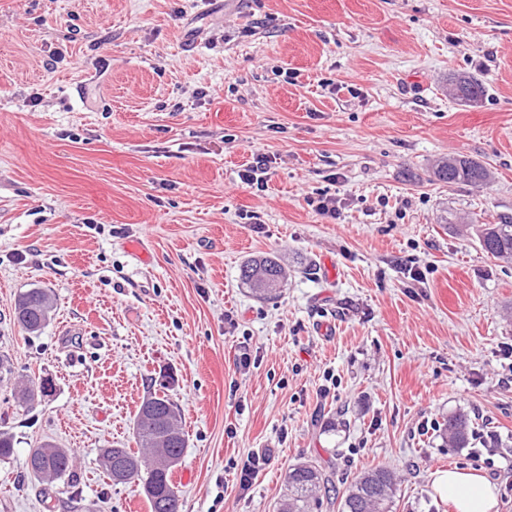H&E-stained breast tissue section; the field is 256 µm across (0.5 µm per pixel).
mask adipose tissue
Returning a JSON list of instances; mask_svg holds the SVG:
<instances>
[{"instance_id": "1", "label": "adipose tissue", "mask_w": 512, "mask_h": 512, "mask_svg": "<svg viewBox=\"0 0 512 512\" xmlns=\"http://www.w3.org/2000/svg\"><path fill=\"white\" fill-rule=\"evenodd\" d=\"M432 488L454 512H497L495 487L480 471L456 467L434 471Z\"/></svg>"}]
</instances>
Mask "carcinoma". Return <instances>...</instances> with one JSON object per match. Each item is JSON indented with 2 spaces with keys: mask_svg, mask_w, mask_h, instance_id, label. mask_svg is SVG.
Here are the masks:
<instances>
[{
  "mask_svg": "<svg viewBox=\"0 0 512 512\" xmlns=\"http://www.w3.org/2000/svg\"><path fill=\"white\" fill-rule=\"evenodd\" d=\"M456 95L466 103L483 100L485 87L478 79L460 75L456 78ZM436 181L455 184H483L491 179L484 165L465 156L438 162L432 170ZM476 232L484 252L491 257L512 263V217L501 218L498 224H479ZM240 280L260 299L281 295L286 272L273 256L251 259L240 269ZM54 300L47 288H31L21 292L14 306V320L29 333L40 332L48 323ZM55 385L45 377L35 382L28 380L15 388L19 405L31 407L53 395ZM469 419L456 413L448 417L444 434L456 448L468 442ZM132 434L143 449L135 454L128 448H104L101 465L116 484L130 482L142 487L150 512H180L177 489L172 482L174 468L156 464L157 449L165 448L175 458L183 456L187 447L182 428L181 411L168 395L149 394L141 403L133 420ZM17 440L0 431V463L13 459ZM29 473L37 480L52 484L70 477L74 467L73 453L52 443H43L29 449L26 457ZM286 493L277 512H314L322 499H331L336 491L331 476L314 464L293 465L285 477ZM397 483L391 471L376 467L354 476L339 502V512H392Z\"/></svg>",
  "mask_w": 512,
  "mask_h": 512,
  "instance_id": "carcinoma-1",
  "label": "carcinoma"
}]
</instances>
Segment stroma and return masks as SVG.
Returning a JSON list of instances; mask_svg holds the SVG:
<instances>
[{
  "label": "stroma",
  "mask_w": 512,
  "mask_h": 512,
  "mask_svg": "<svg viewBox=\"0 0 512 512\" xmlns=\"http://www.w3.org/2000/svg\"><path fill=\"white\" fill-rule=\"evenodd\" d=\"M258 153L262 192L241 179ZM458 155L490 183L431 181ZM502 216L512 0H0V512H150L99 454L135 448L165 373L181 512H273L299 462L382 466L394 512H451L431 473L512 450V265L473 230ZM266 255L287 283L265 301L239 268ZM30 288L55 297L37 334L13 315ZM45 375L50 400L19 406L14 380ZM458 412L466 448L443 435ZM44 441L74 453L70 482L26 470ZM456 95L466 103H477L483 100L485 87L478 79L459 75L456 78ZM269 459L265 455H259L258 453L252 455L247 460V463L243 465L240 471V489L242 491H248L253 485L254 479L257 477L259 472L268 464Z\"/></svg>",
  "instance_id": "1"
}]
</instances>
